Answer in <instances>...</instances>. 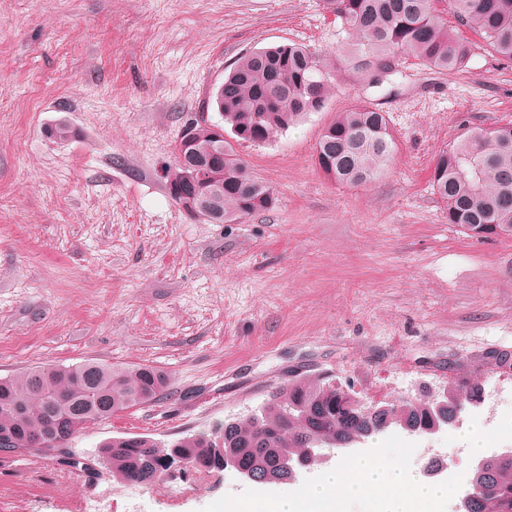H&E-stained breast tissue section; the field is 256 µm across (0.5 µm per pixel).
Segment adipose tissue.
Here are the masks:
<instances>
[{"label": "adipose tissue", "instance_id": "1", "mask_svg": "<svg viewBox=\"0 0 512 512\" xmlns=\"http://www.w3.org/2000/svg\"><path fill=\"white\" fill-rule=\"evenodd\" d=\"M354 498L365 502L366 512H446L448 490L412 481L403 466L376 453L344 460L307 486L228 499L224 512H348Z\"/></svg>", "mask_w": 512, "mask_h": 512}]
</instances>
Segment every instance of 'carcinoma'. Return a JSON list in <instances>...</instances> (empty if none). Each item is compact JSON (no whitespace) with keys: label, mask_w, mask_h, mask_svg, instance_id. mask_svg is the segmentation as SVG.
I'll return each instance as SVG.
<instances>
[{"label":"carcinoma","mask_w":512,"mask_h":512,"mask_svg":"<svg viewBox=\"0 0 512 512\" xmlns=\"http://www.w3.org/2000/svg\"><path fill=\"white\" fill-rule=\"evenodd\" d=\"M326 12L354 39L357 51L345 61L368 74L369 83L394 53L431 69H466L474 43L460 28L483 38L512 63V0H323ZM331 86L327 63L299 44L284 43L238 58L216 92L224 123L262 144L326 105ZM192 150L176 154L167 181L185 167L206 165L224 155V167L211 185L205 220L231 224L275 207L274 189L260 180L228 142L214 140L212 126L192 131ZM395 149L386 113L365 101L327 124L315 145L324 175L341 185L361 186L379 177ZM434 193L448 223L478 240L512 238V120L504 126L465 128L434 160ZM168 385L162 371L147 365L115 366L102 361L38 366L0 377V437L13 441L17 454L58 451L88 424L160 399ZM483 387L463 392L450 386L434 400L409 401L398 408L342 412L330 383L302 378L271 392L257 418L230 420L217 432L197 433L172 443L147 437L104 442L98 457L112 477L149 484L168 468L224 469L237 462L264 482L282 455H307L320 442L346 448L390 426L430 429L458 407L481 402ZM480 492L466 512H512V457L487 461L473 473Z\"/></svg>","instance_id":"1"}]
</instances>
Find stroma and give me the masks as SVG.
Masks as SVG:
<instances>
[{"label": "stroma", "mask_w": 512, "mask_h": 512, "mask_svg": "<svg viewBox=\"0 0 512 512\" xmlns=\"http://www.w3.org/2000/svg\"><path fill=\"white\" fill-rule=\"evenodd\" d=\"M306 45L333 66L323 111L257 145L225 138L275 188L271 210L236 224L187 216L165 179L187 114L220 115L215 93L241 55ZM348 35L322 0H0V377L43 365L146 364L163 398L88 425L68 443L171 442L246 420L295 376L329 377L364 405L393 406L481 382L435 437L385 430L346 455L386 452L413 480L450 454L448 505L476 458L460 437L496 430L512 448V238L479 241L448 222L433 160L464 127L512 119V64L489 47L462 72L396 53L378 87L337 65ZM369 101L397 150L362 186L315 163L321 130ZM67 124L68 139L48 130ZM235 471L186 469L150 486L85 474L31 452L0 455V512H221L278 491Z\"/></svg>", "instance_id": "35a3bbf8"}]
</instances>
